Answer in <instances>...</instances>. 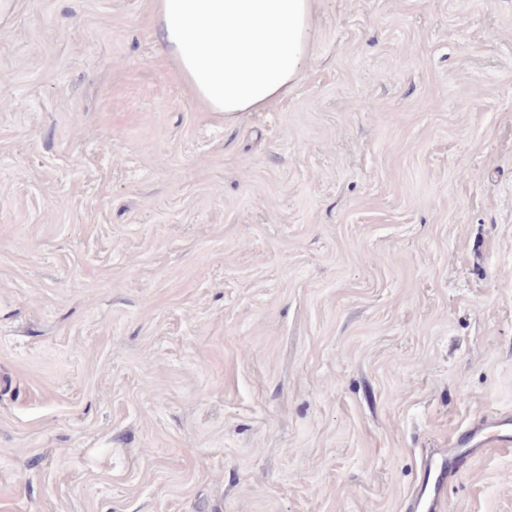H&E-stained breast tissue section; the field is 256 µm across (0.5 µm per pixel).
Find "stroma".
Listing matches in <instances>:
<instances>
[{"label":"stroma","instance_id":"35a3bbf8","mask_svg":"<svg viewBox=\"0 0 512 512\" xmlns=\"http://www.w3.org/2000/svg\"><path fill=\"white\" fill-rule=\"evenodd\" d=\"M263 112L153 0L0 21V512H410L512 415V0H315ZM439 512H512V447ZM487 430L486 426H474L459 430L453 439L451 448L432 455L427 461L426 473L427 485L432 478V494L426 508L429 512H435L441 505V490L446 478L452 474V469L458 466L468 455L476 451H484L486 448H508L512 446V418L505 417L494 421ZM490 428V429H491Z\"/></svg>","mask_w":512,"mask_h":512}]
</instances>
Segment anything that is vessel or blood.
Segmentation results:
<instances>
[{"instance_id": "vessel-or-blood-1", "label": "vessel or blood", "mask_w": 512, "mask_h": 512, "mask_svg": "<svg viewBox=\"0 0 512 512\" xmlns=\"http://www.w3.org/2000/svg\"><path fill=\"white\" fill-rule=\"evenodd\" d=\"M510 446H512L511 417L495 421L490 428L474 426L458 431L450 449L431 456L426 464L428 476L432 480V493L426 503L428 512H438L441 505V490L446 478L468 455L491 447Z\"/></svg>"}]
</instances>
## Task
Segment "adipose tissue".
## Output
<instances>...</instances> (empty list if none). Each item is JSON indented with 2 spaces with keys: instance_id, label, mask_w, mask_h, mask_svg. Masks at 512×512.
Listing matches in <instances>:
<instances>
[{
  "instance_id": "obj_1",
  "label": "adipose tissue",
  "mask_w": 512,
  "mask_h": 512,
  "mask_svg": "<svg viewBox=\"0 0 512 512\" xmlns=\"http://www.w3.org/2000/svg\"><path fill=\"white\" fill-rule=\"evenodd\" d=\"M314 0H154L160 41L208 111L262 112L297 84Z\"/></svg>"
}]
</instances>
